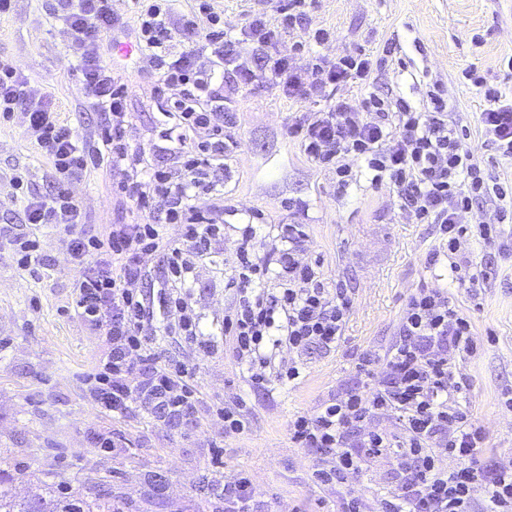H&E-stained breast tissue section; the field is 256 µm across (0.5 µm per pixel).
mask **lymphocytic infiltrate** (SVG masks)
I'll return each mask as SVG.
<instances>
[{
  "mask_svg": "<svg viewBox=\"0 0 512 512\" xmlns=\"http://www.w3.org/2000/svg\"><path fill=\"white\" fill-rule=\"evenodd\" d=\"M135 45L144 70L168 91L160 106L165 122L147 146L127 136V85L104 63V38L124 27L112 0H56L55 18L66 36L79 76V92L100 112L103 128L87 138L62 120L47 95L30 87L12 60L0 57V120L22 113L24 134L50 160L49 193L22 197L30 232L12 242L20 269L44 266L41 229H60L77 271L73 313L100 336L103 355L82 376L85 394L99 412L122 418L143 409L169 421L192 414L200 403L186 362L157 363L160 335L183 336L199 351L211 348L183 286L213 241L224 237V158L238 146L232 121L234 97L224 90L225 72L240 86L275 82L289 99H323L353 87L350 96L292 125L291 137L305 155L331 172L340 190L370 176L388 185L400 207L418 223L437 225L449 257L472 243L499 244L512 224V182L488 178L451 118L448 95L434 84L416 104L374 89V68L364 53L322 55L298 61L276 44L294 38L298 47L323 45L331 30L298 32L312 0H288L275 19L253 13L240 33L224 28L212 0H195L184 13L179 0H135ZM206 15L199 28L196 18ZM253 43L251 56L237 51L239 39ZM464 78L484 101L481 135L501 158L512 160V98L488 85L477 69ZM119 170L117 189L144 212L139 224H108L100 235L78 231L81 206L71 192L94 162ZM209 197L207 209L197 198ZM493 217L477 230L461 214L480 203ZM180 227L177 237L166 225ZM305 231L281 224L265 256H257L255 230L246 225L237 241L234 299L224 312V333L251 385L287 384L301 375L315 350L331 352L342 339L353 305L347 289L330 285L320 263L301 262L295 244ZM164 250L167 276L155 293L138 286L141 258ZM275 287H268V280ZM482 348L471 318L447 289H415L403 308L395 340L358 358L365 382L297 416L288 437L298 448L318 451L316 485L336 489L342 512H512V461L485 466L486 436L469 410L471 378L461 366ZM287 363H276L280 351ZM388 419L385 427L377 419ZM389 466L390 487L373 498L355 493L354 483L378 463ZM224 512H263L251 477L238 472L224 482Z\"/></svg>",
  "mask_w": 512,
  "mask_h": 512,
  "instance_id": "obj_1",
  "label": "lymphocytic infiltrate"
}]
</instances>
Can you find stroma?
I'll use <instances>...</instances> for the list:
<instances>
[{
	"label": "stroma",
	"mask_w": 512,
	"mask_h": 512,
	"mask_svg": "<svg viewBox=\"0 0 512 512\" xmlns=\"http://www.w3.org/2000/svg\"><path fill=\"white\" fill-rule=\"evenodd\" d=\"M55 0H16L0 16V56L12 59L31 86L48 95L62 119L81 135L100 127L99 113L82 103L73 61L61 25L52 16ZM335 33L323 54L371 53L380 64L375 88L392 97L421 100L433 83L448 91L452 117L486 174L512 180V160L482 146L479 117L483 102L464 86L463 74L478 68L491 84L512 92V0H313L300 22ZM391 53H384V46ZM128 86L131 136L145 143L159 126L155 102L163 86L138 70L135 56L106 55ZM236 132L239 148L226 160L224 237L190 275L187 295L201 314L210 353L193 341L165 338L160 361H189L201 404L188 418L168 422L137 409L115 419L88 402L82 374L105 348L79 319L68 314L76 272L67 240L47 230L41 236L45 265L33 276L19 269L8 239L28 226L23 207L11 204L10 177L25 173L28 191L48 192L49 160L24 136L22 117L0 124V459L9 460L21 498L69 487L91 500L88 470L105 476L128 512H195L203 498L201 477L248 472L261 492L266 512H332L336 493L312 482L314 455L293 447L288 424L337 392L359 385L354 362L360 354L390 344L408 295L416 288H447L469 314L484 349L462 366L473 381L470 411L483 426L488 445L512 448V244L475 251L487 274L471 300L447 259L429 266L439 245L438 227L418 224L400 212L387 187L361 179L339 192L328 170L304 156L289 125L318 110L314 101H294L272 83L240 89ZM120 172L91 169L73 191L84 212L83 233L103 225L137 220L135 206L114 186ZM262 228L255 251L264 255L278 225L295 220L306 236L302 259L319 260L326 276L347 288L353 299L344 336L336 351L310 354L300 378L288 385L253 387L224 334V309L233 295L226 285L236 276L235 244L251 214ZM245 399L248 430L228 438L217 415L224 405ZM112 431L118 452L93 449L94 433Z\"/></svg>",
	"instance_id": "35a3bbf8"
}]
</instances>
